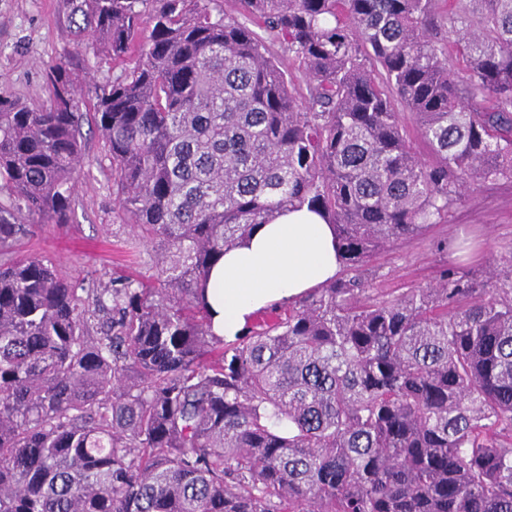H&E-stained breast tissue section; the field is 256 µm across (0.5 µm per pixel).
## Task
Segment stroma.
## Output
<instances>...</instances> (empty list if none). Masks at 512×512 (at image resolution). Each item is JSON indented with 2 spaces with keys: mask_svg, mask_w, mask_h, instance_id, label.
Segmentation results:
<instances>
[{
  "mask_svg": "<svg viewBox=\"0 0 512 512\" xmlns=\"http://www.w3.org/2000/svg\"><path fill=\"white\" fill-rule=\"evenodd\" d=\"M59 0H0V86L14 96L42 105L45 64L77 49L93 83L111 82L119 70L97 63L90 47L75 48L69 27L59 20ZM84 164L77 176L73 221L40 224L15 245L19 254L51 259L70 280L96 279L111 284L127 275L155 273L146 247L128 253L132 236L119 218L112 193V158L91 127ZM464 264L483 279L490 264L512 265V180L499 179L469 189L448 213L445 223L422 237L395 243L376 253L367 265L369 293L396 297L411 288L436 284L445 267Z\"/></svg>",
  "mask_w": 512,
  "mask_h": 512,
  "instance_id": "1",
  "label": "stroma"
}]
</instances>
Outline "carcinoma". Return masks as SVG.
<instances>
[{
    "instance_id": "1",
    "label": "carcinoma",
    "mask_w": 512,
    "mask_h": 512,
    "mask_svg": "<svg viewBox=\"0 0 512 512\" xmlns=\"http://www.w3.org/2000/svg\"><path fill=\"white\" fill-rule=\"evenodd\" d=\"M240 4L304 68V107L224 0H61L122 67L93 118L150 281L10 254L72 221L91 76L67 52L48 106L0 88V512H512V268L390 299L365 277L512 179V0ZM304 204L349 277L214 335L211 266Z\"/></svg>"
}]
</instances>
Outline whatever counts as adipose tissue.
Returning a JSON list of instances; mask_svg holds the SVG:
<instances>
[{"label":"adipose tissue","instance_id":"obj_1","mask_svg":"<svg viewBox=\"0 0 512 512\" xmlns=\"http://www.w3.org/2000/svg\"><path fill=\"white\" fill-rule=\"evenodd\" d=\"M340 269L335 230L320 213L279 212L211 267L205 296L212 330L233 338L257 312L323 286Z\"/></svg>","mask_w":512,"mask_h":512}]
</instances>
